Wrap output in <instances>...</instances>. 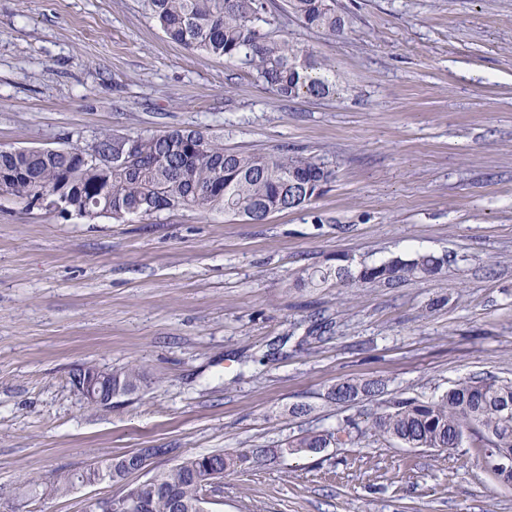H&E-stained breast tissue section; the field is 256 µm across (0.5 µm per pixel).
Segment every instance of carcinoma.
Masks as SVG:
<instances>
[{"label":"carcinoma","mask_w":512,"mask_h":512,"mask_svg":"<svg viewBox=\"0 0 512 512\" xmlns=\"http://www.w3.org/2000/svg\"><path fill=\"white\" fill-rule=\"evenodd\" d=\"M288 12L305 27L330 36L344 34L345 16L336 0H287ZM151 20L173 43L251 67L257 77L283 98H323L336 94L331 65L316 52L286 39L274 38L269 0H145ZM112 152V165L86 161L88 150ZM333 179L321 160L297 155H255L224 148L201 130H171L153 135L102 133L90 144L43 153L37 149H0V195L30 206L48 193L62 197L71 213L114 220L150 216L160 211L222 210L256 214L263 222L275 212L295 207L290 197L301 192L300 204L320 197ZM448 260L431 253L396 257L379 265L349 269H306L299 277L305 288H317L334 277L349 288L373 283L393 284L442 272ZM138 367L112 372V383L136 391ZM382 391L378 381L343 379L331 386L327 399L335 404L356 401L364 393ZM373 435L406 448L468 447L498 481L512 485V470L491 466L497 452L512 454V379L472 375L437 398L422 401L397 397L367 425ZM345 428L310 430L264 453L272 458L311 452L343 443ZM245 453L183 457L131 490L140 512H197L208 480L249 464Z\"/></svg>","instance_id":"1"}]
</instances>
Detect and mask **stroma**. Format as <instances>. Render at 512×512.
<instances>
[{
    "label": "stroma",
    "instance_id": "35a3bbf8",
    "mask_svg": "<svg viewBox=\"0 0 512 512\" xmlns=\"http://www.w3.org/2000/svg\"><path fill=\"white\" fill-rule=\"evenodd\" d=\"M332 37L275 10L273 36L334 67L337 93L274 96L247 68L169 41L142 0H0V147L61 149L109 131L202 129L252 154L329 163L312 202L261 224L221 212L123 221L0 196V512H89L143 480L52 483L139 448L224 450L210 512H512V486L464 448L371 434L262 457L310 428L365 424L475 373L512 379V0H336ZM447 256L391 288H302L307 268ZM141 368L86 404L76 368ZM384 392L348 407L340 379ZM312 413L296 417L293 406ZM382 385L378 381L363 382L354 379H343L329 388L327 399L335 404L355 402L361 393L372 395L382 392Z\"/></svg>",
    "mask_w": 512,
    "mask_h": 512
}]
</instances>
